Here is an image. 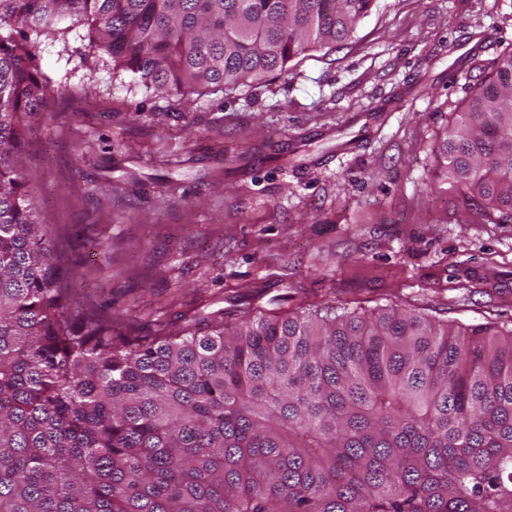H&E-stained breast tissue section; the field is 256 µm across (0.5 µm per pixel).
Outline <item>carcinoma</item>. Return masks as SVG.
Wrapping results in <instances>:
<instances>
[{"label":"carcinoma","instance_id":"1","mask_svg":"<svg viewBox=\"0 0 512 512\" xmlns=\"http://www.w3.org/2000/svg\"><path fill=\"white\" fill-rule=\"evenodd\" d=\"M377 0H0V512H512V327L341 303L118 331L17 165L83 27L155 95L233 92L353 38ZM436 145L486 224L512 223V49Z\"/></svg>","mask_w":512,"mask_h":512}]
</instances>
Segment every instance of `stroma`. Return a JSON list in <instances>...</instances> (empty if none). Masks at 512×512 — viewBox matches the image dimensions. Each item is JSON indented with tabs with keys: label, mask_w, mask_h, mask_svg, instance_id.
<instances>
[{
	"label": "stroma",
	"mask_w": 512,
	"mask_h": 512,
	"mask_svg": "<svg viewBox=\"0 0 512 512\" xmlns=\"http://www.w3.org/2000/svg\"><path fill=\"white\" fill-rule=\"evenodd\" d=\"M510 46L512 0H379L348 44L183 102L114 79L73 31L39 49L68 91L32 117L20 166L82 267L75 301L142 335L338 301L500 324L512 224L458 207L433 147Z\"/></svg>",
	"instance_id": "obj_1"
}]
</instances>
